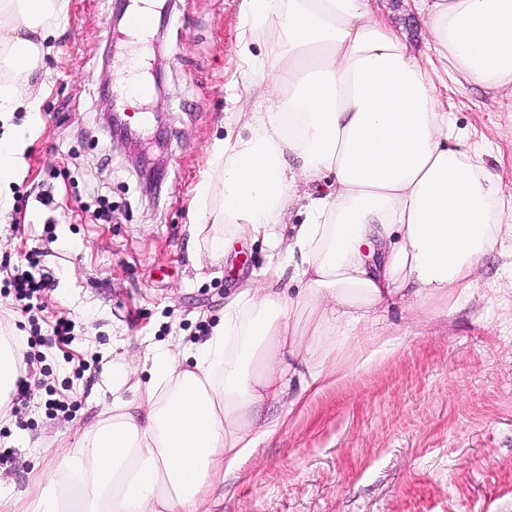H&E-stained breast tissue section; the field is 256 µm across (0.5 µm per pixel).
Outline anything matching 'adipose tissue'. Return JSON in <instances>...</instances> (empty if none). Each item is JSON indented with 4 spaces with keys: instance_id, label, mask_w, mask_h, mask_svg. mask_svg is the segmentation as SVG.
Returning a JSON list of instances; mask_svg holds the SVG:
<instances>
[{
    "instance_id": "1",
    "label": "adipose tissue",
    "mask_w": 512,
    "mask_h": 512,
    "mask_svg": "<svg viewBox=\"0 0 512 512\" xmlns=\"http://www.w3.org/2000/svg\"><path fill=\"white\" fill-rule=\"evenodd\" d=\"M68 0H0V73L33 79ZM429 33L423 52L375 0H241L252 28L276 26L271 57L249 68L256 93L248 136L216 140L222 185L196 187L197 227L212 258L231 239H259L277 278L239 292L188 366L155 349L135 399L0 512H200L259 446L257 410L299 407L307 394L371 363L392 345L362 332L401 305L418 311L473 294L487 252L512 238L504 169L459 125L443 80L480 87L512 112V0H408ZM35 98L0 86V215L11 207L21 154L10 120ZM332 176L301 223L282 231L298 182ZM220 194L219 210L209 201ZM300 290L288 296L280 276ZM314 319L300 342L295 316ZM297 393H290L291 383Z\"/></svg>"
}]
</instances>
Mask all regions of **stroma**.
Listing matches in <instances>:
<instances>
[{"instance_id":"1","label":"stroma","mask_w":512,"mask_h":512,"mask_svg":"<svg viewBox=\"0 0 512 512\" xmlns=\"http://www.w3.org/2000/svg\"><path fill=\"white\" fill-rule=\"evenodd\" d=\"M240 4L172 0L160 38L168 97L136 107L120 83L130 46L111 25L114 0H69L33 80L40 108L13 115L23 162L0 220V322L43 338L29 396L14 423L0 422V479L15 491L111 408L113 363L156 348L182 355L239 291L275 272L262 242L238 239L235 258L215 261L191 232L211 146L245 133L225 120L251 109ZM105 96L130 116L164 113L134 125L138 150L165 147L158 198L113 145ZM448 103L512 164V114L473 87L449 85ZM33 253L52 282L26 313L11 282ZM62 317L74 325L65 343L51 336ZM371 332L395 338L375 363L302 411L260 407V421L280 428L204 512H512V240L498 242L473 296L449 313L395 310ZM53 397L66 409H52Z\"/></svg>"}]
</instances>
